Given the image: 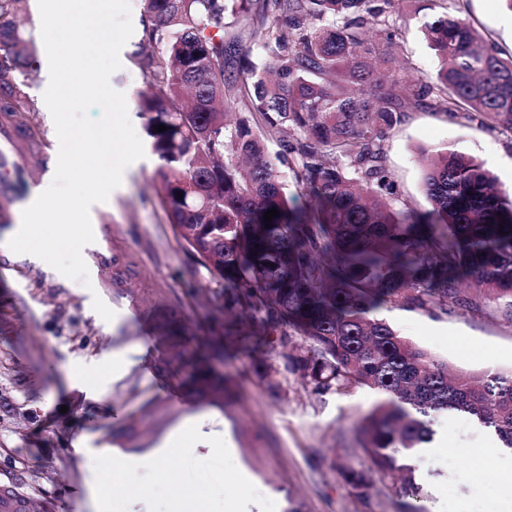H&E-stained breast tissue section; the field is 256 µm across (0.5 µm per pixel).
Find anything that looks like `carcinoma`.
Instances as JSON below:
<instances>
[{"label": "carcinoma", "instance_id": "1", "mask_svg": "<svg viewBox=\"0 0 512 512\" xmlns=\"http://www.w3.org/2000/svg\"><path fill=\"white\" fill-rule=\"evenodd\" d=\"M146 0L147 42L135 53L147 78L136 100L163 161L157 195L178 239L223 288L224 310L311 357L294 370L338 395L367 387L378 398L359 422L369 471L420 487L406 463L435 421L465 416L512 448V368L473 372L400 335L380 317L403 310L440 319L490 301L512 318V195L483 164L448 144L426 163L421 212L386 198L394 181L384 141L414 110L512 127V53L484 36L459 0H417L435 77L411 92L398 82L397 0ZM27 0H0V115L36 133L20 75L36 45L21 27ZM257 11L255 60L237 64L239 39L224 19ZM247 111L226 119L237 101ZM162 124L167 130L155 131ZM278 147L271 152L269 145ZM183 197H177V193ZM308 208L293 205L294 193ZM279 216L264 221L265 211ZM164 369H188L204 400L224 391L195 336L174 337ZM352 494L369 476L341 472Z\"/></svg>", "mask_w": 512, "mask_h": 512}]
</instances>
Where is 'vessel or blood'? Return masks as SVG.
<instances>
[{
    "instance_id": "1",
    "label": "vessel or blood",
    "mask_w": 512,
    "mask_h": 512,
    "mask_svg": "<svg viewBox=\"0 0 512 512\" xmlns=\"http://www.w3.org/2000/svg\"><path fill=\"white\" fill-rule=\"evenodd\" d=\"M53 172L47 152L32 153L25 131L14 125L0 127V224L17 234L21 227L23 204L33 203L44 181ZM95 240L84 248L90 269L100 270L112 264V240L102 224H94ZM30 498L20 492L14 481L0 480V512H31Z\"/></svg>"
}]
</instances>
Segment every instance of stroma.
Here are the masks:
<instances>
[{"instance_id": "stroma-1", "label": "stroma", "mask_w": 512, "mask_h": 512, "mask_svg": "<svg viewBox=\"0 0 512 512\" xmlns=\"http://www.w3.org/2000/svg\"><path fill=\"white\" fill-rule=\"evenodd\" d=\"M134 32L111 86L134 99L146 79L133 54L145 42V0H130ZM463 11L504 50L512 51V12L501 0H462ZM415 0L395 15L412 69L407 85L435 76L437 61L416 16ZM32 106L27 121L57 155L54 121L43 111L39 68L25 75ZM451 143L482 162L512 193V129L496 121L462 122L431 110L410 113L389 133L387 163L400 200L418 210L421 150ZM163 162L153 151L127 167L99 221L112 237L123 273L105 288L67 278L44 260L6 255L0 266V477L13 479L31 499L32 512H405L436 504L439 512H512V482L500 478L480 449L488 438L470 421L442 418L436 436L448 447L414 463L419 496L375 481L369 497L350 494L339 467L368 471L356 422L375 401L357 387L346 395L317 390L287 366V355L309 356L293 338L289 350L258 333L224 332V300L210 276L175 237L155 185ZM103 298L115 316L93 308ZM182 319L191 334L219 339L215 368L233 386L229 404L195 399L174 406L161 391L181 383L156 363L170 347L150 313ZM397 323L400 335L464 370L512 364V320L488 303L481 311L455 310L442 320ZM206 415L228 432L236 451L185 447L177 468L183 498L143 467L185 419Z\"/></svg>"}]
</instances>
